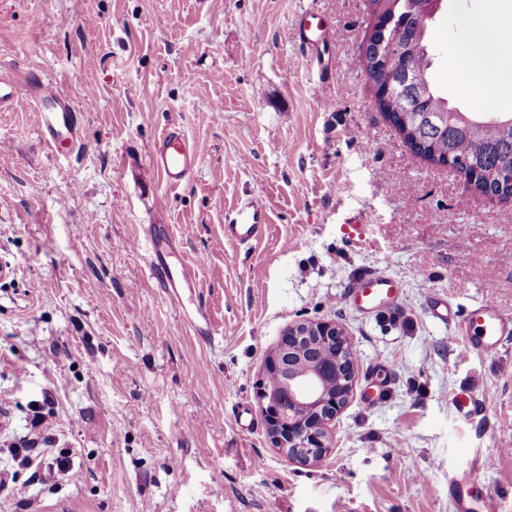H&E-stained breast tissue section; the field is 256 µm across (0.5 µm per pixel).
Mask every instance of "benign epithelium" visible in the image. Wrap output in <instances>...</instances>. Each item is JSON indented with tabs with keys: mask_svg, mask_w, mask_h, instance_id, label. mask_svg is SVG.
<instances>
[{
	"mask_svg": "<svg viewBox=\"0 0 512 512\" xmlns=\"http://www.w3.org/2000/svg\"><path fill=\"white\" fill-rule=\"evenodd\" d=\"M443 2L407 8L404 24L427 28ZM265 372L260 399L272 445L291 462L318 463L327 450V426L353 391L350 338L334 322H298L267 357Z\"/></svg>",
	"mask_w": 512,
	"mask_h": 512,
	"instance_id": "1",
	"label": "benign epithelium"
}]
</instances>
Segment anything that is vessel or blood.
<instances>
[{
	"instance_id": "vessel-or-blood-1",
	"label": "vessel or blood",
	"mask_w": 512,
	"mask_h": 512,
	"mask_svg": "<svg viewBox=\"0 0 512 512\" xmlns=\"http://www.w3.org/2000/svg\"><path fill=\"white\" fill-rule=\"evenodd\" d=\"M295 36L312 59H319L322 47L334 40L331 28L315 14L302 17L295 29ZM26 100L38 109V132L44 145L59 155L79 154L84 144L81 139V114L72 101L60 93L49 79L16 78L0 74V108ZM198 165V155L193 144L176 126L165 127L155 141L150 168L172 188L183 186ZM268 224L260 204L251 202L236 209L234 218L224 227L226 239L242 244L261 241ZM149 271L172 292L194 290L195 281L191 267L180 263L163 264L161 240L152 237ZM400 295L397 280L379 274H363L353 279L347 291L349 303L359 312L370 314L396 304ZM430 311L435 318L448 326L452 336L461 337L465 352L496 355L506 336L512 335V317L503 315L492 302H484L471 309H458L451 302L431 298ZM190 328L198 341L209 344L214 340L212 316L208 308L196 307L189 320ZM488 405L486 397L463 391L455 395L453 407L463 420H471ZM448 493L456 512H472L475 502H482L483 512H492L493 499L477 478L462 481L449 479Z\"/></svg>"
}]
</instances>
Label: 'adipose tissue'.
I'll list each match as a JSON object with an SVG mask.
<instances>
[{
  "instance_id": "adipose-tissue-1",
  "label": "adipose tissue",
  "mask_w": 512,
  "mask_h": 512,
  "mask_svg": "<svg viewBox=\"0 0 512 512\" xmlns=\"http://www.w3.org/2000/svg\"><path fill=\"white\" fill-rule=\"evenodd\" d=\"M462 35L467 45L463 58L448 62V75L459 88L485 108L505 110L512 107V95H502L505 82L502 66L512 62V33L492 30L485 19L467 18L462 22ZM497 58L501 68H492L488 59Z\"/></svg>"
}]
</instances>
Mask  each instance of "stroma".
I'll list each match as a JSON object with an SVG mask.
<instances>
[{
    "instance_id": "35a3bbf8",
    "label": "stroma",
    "mask_w": 512,
    "mask_h": 512,
    "mask_svg": "<svg viewBox=\"0 0 512 512\" xmlns=\"http://www.w3.org/2000/svg\"><path fill=\"white\" fill-rule=\"evenodd\" d=\"M309 11L334 28L328 81L295 40ZM464 16L512 31V0H447L432 25V80L460 108ZM371 20L369 0H0V73L51 78L85 142L52 155L33 104L0 110V512H455L448 478L481 460L512 512V342L459 358L427 301L512 315V199L411 157L361 70ZM169 123L199 157L177 189L145 173ZM252 200L265 238L225 240ZM153 224L205 255L194 293L129 248ZM364 271L400 282L395 306L346 303ZM200 303L210 346L187 322ZM317 320L346 329L357 377L302 466L273 448L258 385L285 329ZM467 386L489 403L465 422L450 400ZM34 402L43 459L70 456L53 487L12 460Z\"/></svg>"
}]
</instances>
